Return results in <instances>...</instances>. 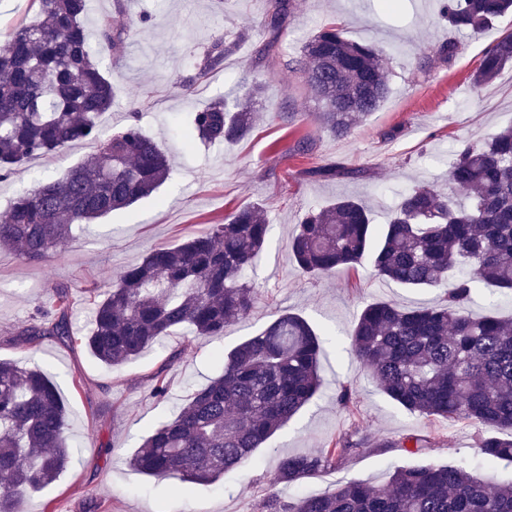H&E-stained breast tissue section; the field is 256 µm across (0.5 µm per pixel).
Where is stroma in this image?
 <instances>
[{
  "mask_svg": "<svg viewBox=\"0 0 512 512\" xmlns=\"http://www.w3.org/2000/svg\"><path fill=\"white\" fill-rule=\"evenodd\" d=\"M271 0H127L120 23L130 26L127 48L114 56L100 49L94 33L101 16L116 14L115 0H91L85 25L89 42L116 97L98 123L112 133L138 113L144 132L170 158L169 180L150 198L83 225L69 244L40 262L0 251V359L48 368L68 411L75 463L49 486L31 495L26 512H260L279 460L326 447L337 435L360 431L369 445L336 469L307 480L301 489L280 487L284 500L319 494L339 481L385 484L389 470L422 460L463 461L479 475L512 478V463L485 464L480 430L462 422L425 418L399 408L370 380L348 332L365 305L392 301L404 308L433 303L442 290L412 289L378 279L370 260L356 272L310 277L301 274L288 251V238L308 210L342 197L361 199L373 223H386L399 194L415 183L446 191L445 175L461 141L490 138L512 126V66H506L480 94L471 80L484 51L512 32V14L479 34L454 35L439 16V0H399L386 10L382 0H294V13L275 51L266 52L265 19ZM345 37L369 41L389 59L390 94L383 105L344 137L328 132L316 117L301 72L287 68L304 41L324 23ZM249 35L238 51L191 94L178 83L217 37ZM461 52L453 61L437 54L449 37ZM254 82L268 83L256 102L263 116L252 134L236 143L186 146L189 113ZM306 141V154L293 150ZM96 142L72 144L59 155L37 156L25 167L0 176V221L14 197L37 179L58 178L94 153ZM342 173L321 177L317 168ZM257 204L271 224L265 250L248 279L259 300L243 320L229 325L220 341L193 338L183 328L161 338L126 364L107 368L82 344L47 337L29 343L21 331L46 308L51 287H71L77 298L71 321L84 332V291H106L118 272L152 249L180 245L189 235L223 221L225 215ZM302 314L332 334L320 362L323 387L313 402L256 452L248 467L212 485L183 488L173 478L145 477L129 460L161 417L185 404L193 389L218 376L216 349H230L281 311ZM165 368L167 398L149 396L151 378ZM355 389L352 410L336 400L341 384ZM428 442L422 456L397 443L408 436Z\"/></svg>",
  "mask_w": 512,
  "mask_h": 512,
  "instance_id": "1",
  "label": "stroma"
}]
</instances>
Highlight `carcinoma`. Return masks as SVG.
<instances>
[{
  "instance_id": "1",
  "label": "carcinoma",
  "mask_w": 512,
  "mask_h": 512,
  "mask_svg": "<svg viewBox=\"0 0 512 512\" xmlns=\"http://www.w3.org/2000/svg\"><path fill=\"white\" fill-rule=\"evenodd\" d=\"M37 2V20L0 31V171L6 174L37 155L98 137V118L115 99L113 83L88 49L87 0ZM293 9L292 0H272L266 21L272 40ZM510 11L512 0H441L440 14L457 31L479 32ZM128 36L112 17L100 20L99 41L109 53L122 52ZM245 36L216 38L180 88L189 93L223 67ZM295 64L320 121L337 137L378 110L390 92L387 56L371 42L346 38L334 22L304 43ZM508 64L512 32L485 52L473 91L480 93ZM263 89L251 84L235 100L193 113L186 142L247 138L259 121L254 99ZM170 173L168 158L135 114L100 141L93 158L16 196L0 222V249L41 261L67 245L75 226L152 195ZM448 184V194L415 184L379 227L353 198L312 209L289 250L301 273L323 276L354 269L371 249L378 277L404 288L444 289L434 306L367 305L352 329L354 351L400 408L494 429L499 435L479 440L482 457L512 462V318L474 317L467 309L482 283L512 296V127L457 146ZM268 232L261 209L247 206L176 247L153 249L103 294L90 290L91 328L80 343L112 368L181 326L196 336H221L256 303L244 276ZM73 306L70 287L54 286L39 322L22 335L32 344L46 336L73 343ZM322 352L320 333L301 314H279L217 353L223 373L145 437L132 467L194 484H213L242 468L318 395ZM168 389L161 369L149 396L161 402ZM363 446L342 434L318 452L288 455L279 460L275 481L300 486ZM73 458L66 408L52 380L37 365L0 360V512H25L31 494L54 482ZM262 512H512V481L477 477L462 464H416L396 469L383 486L347 481L291 504L273 490Z\"/></svg>"
}]
</instances>
